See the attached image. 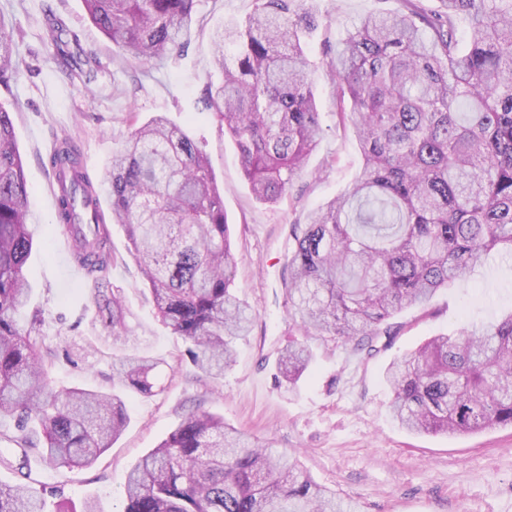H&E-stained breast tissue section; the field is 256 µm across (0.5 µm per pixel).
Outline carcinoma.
Returning <instances> with one entry per match:
<instances>
[{
  "label": "carcinoma",
  "mask_w": 512,
  "mask_h": 512,
  "mask_svg": "<svg viewBox=\"0 0 512 512\" xmlns=\"http://www.w3.org/2000/svg\"><path fill=\"white\" fill-rule=\"evenodd\" d=\"M117 54L144 65L184 48L198 0H83ZM441 12L401 0L371 14L340 44L331 72L340 120L353 128L363 166L352 187L291 227L284 287L301 339L278 358L295 388L313 360L311 339L375 350L390 322L440 289L512 253V0H444ZM470 18L467 48L458 19ZM307 0H255L241 24L212 33L218 80L204 111L237 146L254 195L277 203L322 133L307 38ZM45 32L69 75L90 81L95 59L65 21ZM21 75L11 30L0 23V84ZM49 165L61 184L57 223L73 259L95 284L106 338L129 340L120 294L105 286L114 262L110 231L74 143ZM112 216L149 286L162 323L189 344L196 379L219 380L253 313L234 292L236 259L208 156L158 114L112 157ZM29 189L10 112L0 106V418L14 421L21 458L40 449L51 468H90L129 422V393H154L159 360L135 348L112 355V392L58 388L56 357L35 313L22 325L34 246ZM385 380L393 416L417 433L469 434L512 426V313L465 324L395 358ZM123 512H353L336 493L269 446L207 412L190 415L130 470ZM0 512H44L28 484H0Z\"/></svg>",
  "instance_id": "cac0c4a2"
}]
</instances>
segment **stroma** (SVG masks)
Here are the masks:
<instances>
[{
	"mask_svg": "<svg viewBox=\"0 0 512 512\" xmlns=\"http://www.w3.org/2000/svg\"><path fill=\"white\" fill-rule=\"evenodd\" d=\"M318 21L307 54L315 67L314 92L323 133L306 170L274 205L256 200L242 172L234 141L201 103L214 74L213 29L245 19L254 0H199L198 21L182 55L145 66L115 54L89 21L83 0H0V21L12 29L22 74L0 86V105L11 114L24 173L32 193L30 221L36 244L28 260L29 309H42L39 327L58 357L49 374L66 386L111 387L112 347L93 354L88 344L103 335L85 274L76 272L56 225L53 183L43 160L59 138L72 137L95 183H102L133 129L155 113L184 127L211 160L224 191V212L237 259L235 293L251 308V328L236 345L221 382L192 377L186 344L160 322L152 296L126 250L121 224L109 221L115 260L107 280L119 292L130 334L159 359L154 395L129 394L130 421L112 448L92 467L46 468L30 452L24 468L0 464V481L32 477L48 508L62 500H97L102 512H120L117 491L137 460L155 448L190 412L208 411L256 444L297 460L315 481L353 502L357 512H512V427L475 434H412L390 415L392 393L383 372L396 357L428 337L465 322L512 312V257L494 255L463 281L439 290L425 305L394 317L399 332L378 353H352L313 342L314 362L296 389L278 382L277 361L293 339L282 278L290 225L308 223L322 205L344 193L362 157L350 126L342 125L330 62L348 30L366 15L399 9V0H308ZM53 9L100 61L91 86L70 81L52 57L42 18Z\"/></svg>",
	"mask_w": 512,
	"mask_h": 512,
	"instance_id": "stroma-1",
	"label": "stroma"
}]
</instances>
